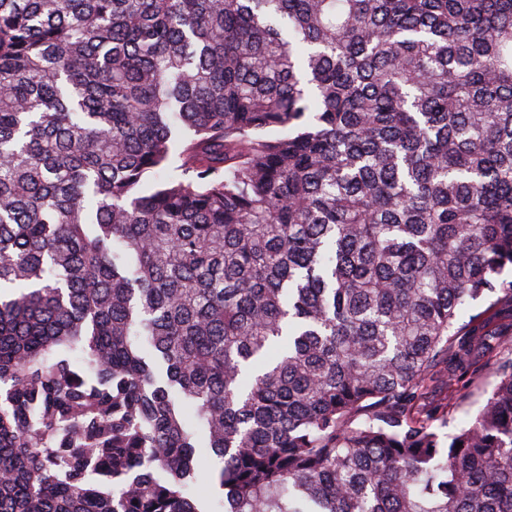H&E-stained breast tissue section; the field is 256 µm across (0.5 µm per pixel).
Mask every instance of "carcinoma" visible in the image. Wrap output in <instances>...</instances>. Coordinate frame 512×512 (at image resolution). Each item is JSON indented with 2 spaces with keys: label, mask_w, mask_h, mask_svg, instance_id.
Listing matches in <instances>:
<instances>
[{
  "label": "carcinoma",
  "mask_w": 512,
  "mask_h": 512,
  "mask_svg": "<svg viewBox=\"0 0 512 512\" xmlns=\"http://www.w3.org/2000/svg\"><path fill=\"white\" fill-rule=\"evenodd\" d=\"M509 264L512 0H0V512H512ZM470 376V375H469ZM469 376L464 378L457 385L454 393V401L460 405V409L454 413V420L448 419V427L438 429L440 433H448L455 430V427L468 419L467 412L474 413L477 406L479 394L477 388L480 386L482 379H469ZM474 381V383H472Z\"/></svg>",
  "instance_id": "carcinoma-1"
}]
</instances>
